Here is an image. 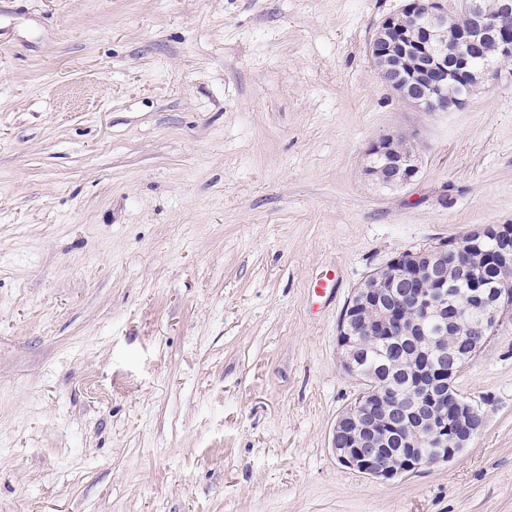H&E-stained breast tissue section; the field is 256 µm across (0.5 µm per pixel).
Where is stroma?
Returning a JSON list of instances; mask_svg holds the SVG:
<instances>
[{"label":"stroma","mask_w":512,"mask_h":512,"mask_svg":"<svg viewBox=\"0 0 512 512\" xmlns=\"http://www.w3.org/2000/svg\"><path fill=\"white\" fill-rule=\"evenodd\" d=\"M402 4L0 0V512H512V313L455 460L377 481L330 446L355 288L512 224V58L411 107L368 55ZM390 133L403 187L364 173ZM407 141L408 139L402 135L388 134L371 145L369 155L372 156L373 161L377 158L384 159V164L380 169H385L387 174L383 177V181H380L381 184L402 187L416 176L418 172L416 157L410 150ZM380 169L373 162L366 169L368 170L367 175L377 182V177L381 176Z\"/></svg>","instance_id":"1"}]
</instances>
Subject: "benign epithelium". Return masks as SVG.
<instances>
[{"label": "benign epithelium", "mask_w": 512, "mask_h": 512, "mask_svg": "<svg viewBox=\"0 0 512 512\" xmlns=\"http://www.w3.org/2000/svg\"><path fill=\"white\" fill-rule=\"evenodd\" d=\"M495 15L493 19L484 11L481 0H462L464 28L447 38L448 6L444 0H407L399 13L383 21L369 45V57L380 77L407 103L435 112H459L476 86L472 82L475 73L483 78L494 73L492 59L475 64L477 42L489 40L497 53H512V0H497ZM459 80L467 82V93L448 96L445 89ZM369 155L384 159L383 166L371 165L367 171L374 180L383 177V185L402 187L418 172L416 157L402 135L381 137L371 145ZM495 232L508 243L498 250L500 270L511 269L512 228L482 226L462 239L448 241L436 258L427 262L434 291L412 283L419 261L407 262L402 253L388 263L390 285H384L374 273L357 288L354 302L340 322L337 346L342 370L364 385V390L333 428L331 445L340 462L369 478L392 480L453 460L481 430L480 410L458 393L454 382L488 342L491 325L512 308V288L502 283L472 288L452 305L439 295L448 287L445 255L481 251ZM450 307L467 311V350L450 352L446 341L412 336L413 329L423 330L434 317L448 321ZM365 334L383 342L413 339L422 349L425 360L409 378L410 401L393 400L376 377L361 372L360 337ZM385 424L406 429L412 436L411 453L403 448L374 447V438Z\"/></svg>", "instance_id": "obj_1"}]
</instances>
